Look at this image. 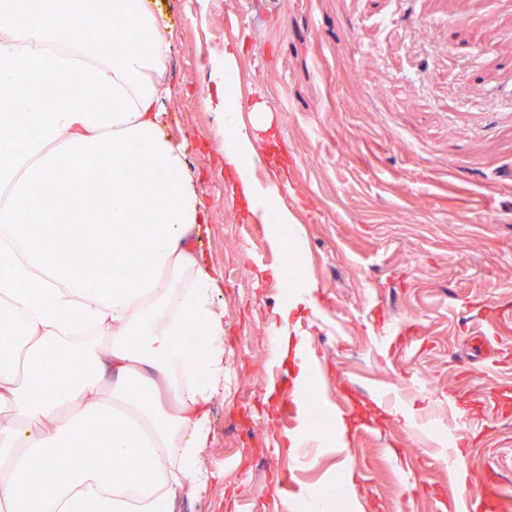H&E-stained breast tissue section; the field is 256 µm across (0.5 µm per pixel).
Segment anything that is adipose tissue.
I'll use <instances>...</instances> for the list:
<instances>
[{
    "instance_id": "adipose-tissue-1",
    "label": "adipose tissue",
    "mask_w": 512,
    "mask_h": 512,
    "mask_svg": "<svg viewBox=\"0 0 512 512\" xmlns=\"http://www.w3.org/2000/svg\"><path fill=\"white\" fill-rule=\"evenodd\" d=\"M104 17L111 37L87 38ZM168 29L132 0H0V512H176L207 479L199 451L226 380L224 274L202 247L189 144L161 127L177 93L164 78ZM219 95L234 193L272 246L300 244L276 189L254 177L266 114L243 124L236 93ZM89 256L109 279L86 271ZM315 292L291 274L273 328L302 391L312 377L290 319L316 313ZM49 372L54 382L36 383Z\"/></svg>"
}]
</instances>
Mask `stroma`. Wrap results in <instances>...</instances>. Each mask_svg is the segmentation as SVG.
<instances>
[{
  "label": "stroma",
  "mask_w": 512,
  "mask_h": 512,
  "mask_svg": "<svg viewBox=\"0 0 512 512\" xmlns=\"http://www.w3.org/2000/svg\"><path fill=\"white\" fill-rule=\"evenodd\" d=\"M173 32L166 75L180 92L164 132L193 141L211 226L203 247L224 273L229 384L212 403L200 463L210 479L177 512H286L306 491L331 512H465L481 485L512 503V0H159ZM237 50L241 119L261 105L276 181L303 229L319 312L300 325L327 416L351 418L344 452L318 449L289 475L274 428L298 429L296 402L271 386L269 336L285 308L281 263L229 191L207 99L213 65ZM403 331L390 351L375 336ZM507 345L484 357L465 339ZM394 404L379 405V395ZM466 443L456 457L451 437ZM353 472V494L340 482Z\"/></svg>",
  "instance_id": "stroma-1"
}]
</instances>
